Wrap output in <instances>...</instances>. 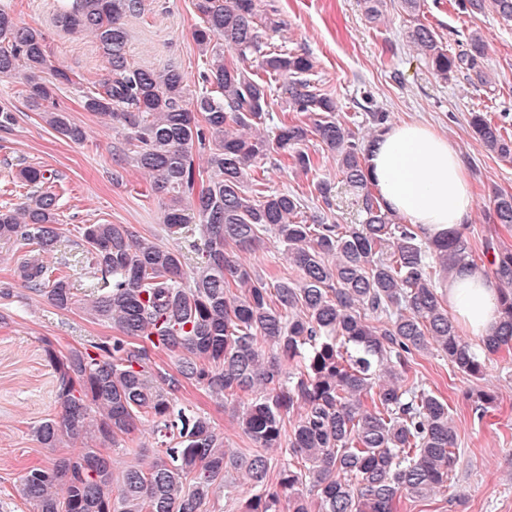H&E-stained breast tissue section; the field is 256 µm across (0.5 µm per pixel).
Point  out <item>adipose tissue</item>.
<instances>
[{
    "instance_id": "ef3b65f1",
    "label": "adipose tissue",
    "mask_w": 512,
    "mask_h": 512,
    "mask_svg": "<svg viewBox=\"0 0 512 512\" xmlns=\"http://www.w3.org/2000/svg\"><path fill=\"white\" fill-rule=\"evenodd\" d=\"M371 182L383 204L429 237L465 224L475 201L455 144L433 127L402 122L385 129L368 157ZM457 326L488 335L500 319L498 293L479 270H462L448 284Z\"/></svg>"
}]
</instances>
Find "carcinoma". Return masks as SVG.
<instances>
[{
    "mask_svg": "<svg viewBox=\"0 0 512 512\" xmlns=\"http://www.w3.org/2000/svg\"><path fill=\"white\" fill-rule=\"evenodd\" d=\"M466 6L512 19V0ZM197 9L195 38L209 55L202 82L216 95L201 94L191 108L183 105L179 69L128 66L121 20L141 14L144 0H72L61 15L66 26L96 36L110 65L111 79L86 96L85 108L131 128L133 161L167 199V234L188 242L198 261L187 285L182 250L130 224H84L93 283L76 301L68 257L51 271L38 259L61 246L56 195L44 191L17 209L0 208V239L18 237L35 254L17 268L23 285L59 309L81 305L117 332L93 353L47 350L61 414L32 433L45 448L80 451L29 468L21 493L31 512H200L236 470L247 478L244 512H279L280 495L266 484L278 452L288 512H399L403 498L444 487L457 464L450 406L413 375L409 355L436 348L460 373L483 380L487 360L512 350V244L486 246L502 317L478 354L437 290L439 279L478 266L470 239L454 230L424 240L420 226L400 224L383 208L363 144L311 82L313 59L270 46L256 23L258 0H198ZM410 41L442 78L465 68L486 82L480 33L459 56L423 23ZM18 72L42 120L84 140V130L54 105L44 75L69 77L51 60L43 33L17 26L0 8V76ZM276 86L286 107L315 119L282 120L272 139L265 124ZM470 127L488 151L512 154V139L482 113H472ZM312 138L336 156L357 192L362 223L337 224L325 214L309 224L299 218L297 196L252 189V173L272 152L305 173L315 170L306 149ZM197 144L208 147L206 181L193 160ZM490 205L493 223L511 230L512 193H495ZM266 232L285 246L299 279L269 282L240 261ZM156 349L181 354L174 371L151 366ZM187 384L232 404L253 447L227 450L209 418L175 407L172 394ZM493 410L494 397L479 393L477 418ZM144 419L162 437L158 452L149 459L138 449L130 461H114L105 445Z\"/></svg>",
    "mask_w": 512,
    "mask_h": 512,
    "instance_id": "obj_1",
    "label": "carcinoma"
}]
</instances>
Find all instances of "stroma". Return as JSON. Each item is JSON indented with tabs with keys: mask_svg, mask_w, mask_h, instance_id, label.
<instances>
[{
	"mask_svg": "<svg viewBox=\"0 0 512 512\" xmlns=\"http://www.w3.org/2000/svg\"><path fill=\"white\" fill-rule=\"evenodd\" d=\"M262 3L283 23L280 31L268 33L269 42L315 60L314 82L333 96L340 120L360 141H369L379 131L371 118L375 112L386 113L391 125L418 121L448 135L476 189L475 209L463 226L464 234L480 245L512 244V234L489 219L494 192L512 193V157L489 152L469 126L470 114L480 112L504 136L512 137V21L492 11L465 10L462 0H423L415 17L405 12L401 0H383L384 19L379 23L366 18L362 0ZM144 4L143 14L123 20L131 66L178 68L186 76L188 97H195L203 88L204 62L194 36L201 24L196 0ZM0 6L11 9L18 25L42 30L49 55L71 76L56 91L58 107L86 135L75 142L58 134L29 108L20 76L0 77V108L15 115L12 125L0 129V207H20L30 195V187L16 177L21 167L34 166L45 173L41 188L59 198V228L71 264L69 281L80 299L88 293L91 279L76 226L131 224L166 245L170 239L163 224L164 197L152 192L131 162L124 146L126 129L84 107L86 94L101 89L110 67L92 34L61 22L69 0H0ZM417 21L432 27L453 56L467 53L471 32L481 31L488 48L480 67L489 83H481L466 69L446 80L436 76L407 38ZM308 149L319 161L318 170L308 174L271 154L264 163L268 189L297 194L306 215L312 216L323 207L315 184L328 181L337 222L359 223L356 197L343 182L335 159L318 140L309 141ZM26 253L22 241H0V281L11 285L8 294L0 293V315L6 319L0 325V512H30L20 492L22 476L27 468L50 464L56 457L32 434L33 427L60 414L58 375L45 355L46 346L61 352L81 350L115 334L111 324L90 319L79 306L56 309L18 283L15 270ZM245 259L271 281L299 275L284 245L270 233ZM414 369L429 389L450 403L460 457L443 492L406 500L404 512H512V358H493L486 379L480 381L457 372L433 348L415 355ZM473 390L495 395L494 417L477 419L469 396ZM174 398L209 417L226 447H249L230 410L212 400L203 387L186 386Z\"/></svg>",
	"mask_w": 512,
	"mask_h": 512,
	"instance_id": "obj_1",
	"label": "stroma"
}]
</instances>
